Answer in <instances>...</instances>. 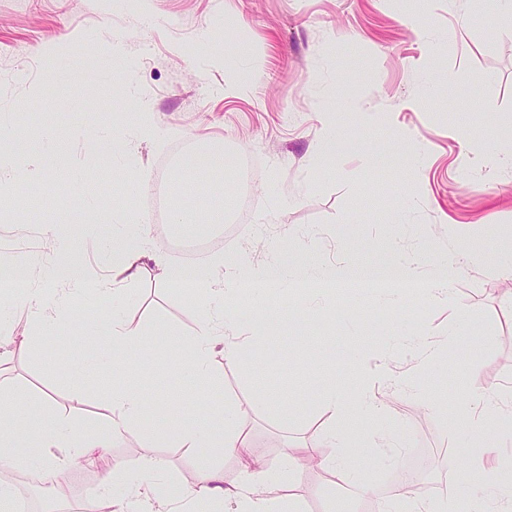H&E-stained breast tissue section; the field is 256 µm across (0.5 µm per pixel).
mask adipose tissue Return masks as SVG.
<instances>
[{
    "mask_svg": "<svg viewBox=\"0 0 512 512\" xmlns=\"http://www.w3.org/2000/svg\"><path fill=\"white\" fill-rule=\"evenodd\" d=\"M47 233L55 240L56 248L43 269V287H31L26 263L0 265V277L15 285L9 304L0 307L1 324L16 309L27 311L41 324L65 320L68 298L84 291L85 281L72 266L69 232L51 226ZM105 249L112 254L114 275L113 280L103 283V292L107 295L116 294L120 282L138 280L153 259L149 235L140 224L125 225L122 232L107 239ZM419 265L420 260L414 254L372 266L349 262L325 265L309 260L287 263L275 249L268 261L258 266L245 256L235 255L217 260L211 266L167 268L160 277L163 287L187 283L207 286L205 296L199 301L203 318L185 346V359L177 366L176 373L183 380L198 384L216 378V360L220 357L245 368L251 367L253 353L275 314L259 308L250 332H242L232 316L242 293H250L259 299L269 290L283 289L305 280L344 283L377 277L390 281L397 292L416 286L415 298L425 305L447 300L461 276L460 264L454 260L445 261L422 282L417 279ZM146 344L143 329L127 322L121 311L115 310L108 317L105 340L94 343L87 351L88 361L111 362L122 376L121 384L112 390L108 424L102 431L86 430L75 417L50 412L45 400L28 395L10 378L1 375L0 467L21 469L31 460L38 459L50 469L58 468L63 461L98 469L101 481L92 497L91 512H180L186 502L205 501L220 505L227 500L234 501L236 512H301L298 500L280 493L279 482L273 479L268 460L251 436L241 429L243 411L237 403L227 400L200 406L190 425L158 421L159 413L179 414L180 405L169 399L159 403L150 400L139 389L137 376L124 366L125 361L143 354ZM446 352V346L435 344L430 336H419L408 354L409 369L399 381L394 380L388 363L363 356L355 370L356 388L327 395L329 409L347 424L348 429L341 433L328 432L323 447L332 448V455H323L322 447L315 446L308 448L307 453L320 466L341 472L351 497L362 496L368 489L366 479L350 465L348 458L351 449L358 445L355 427L358 412H365L374 419L385 418L387 406L376 389L394 385L426 410L438 412L440 402L422 391L418 380ZM499 396V389L489 388L460 399L458 410L449 421L450 427L455 430L481 429L488 415L497 414L493 401ZM136 424L145 426L147 437L172 440L217 459L230 453L244 456L246 467L242 482L225 484L222 469L214 466L197 474L193 482L180 486L131 481L127 483L123 497H114L111 485L116 476L123 473L124 467L113 461L109 449L114 440ZM55 448L61 450V457L52 456L51 451ZM492 451L489 444L475 446L466 468L467 475L475 478L485 490L483 502L466 505L453 495L425 500L407 493L400 499L384 501L381 512H512V482L504 479L500 468L488 464Z\"/></svg>",
    "mask_w": 512,
    "mask_h": 512,
    "instance_id": "adipose-tissue-1",
    "label": "adipose tissue"
}]
</instances>
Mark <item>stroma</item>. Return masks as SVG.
<instances>
[{"label":"stroma","instance_id":"35a3bbf8","mask_svg":"<svg viewBox=\"0 0 512 512\" xmlns=\"http://www.w3.org/2000/svg\"><path fill=\"white\" fill-rule=\"evenodd\" d=\"M135 9L134 0H0V121L19 134L15 179L0 187V260L24 259L31 286L41 287L53 255L45 230L62 225L94 282L101 255L83 236L87 222L99 218L102 235L113 218L146 223L141 195L121 168L91 151L99 127L128 135L142 177L164 174L168 200L196 212L220 199L236 210L240 179L231 166L220 176L179 167L172 154L181 142L253 156L261 170L249 187L253 209L237 236L211 250L214 258L224 252L260 263L276 244L287 260L368 264L424 247L436 263L459 256L474 236L485 260L463 272L454 301L424 306L401 296L377 309L372 283L308 288L316 314L274 328L252 369L220 362L218 381L202 392L174 372L202 311L183 290L157 284L163 269L184 262L157 228L149 230L153 273L128 284L122 312L154 350L140 372L145 394L187 408L236 401L243 429L272 465L285 460L298 473L286 492L303 512H376L378 502L401 496L396 481L414 462L422 496H440L451 471L483 442L500 450L493 465L512 468V430L500 418L478 432H453L389 388L380 392L388 417L363 424L365 440L354 451L369 494L332 504L334 474L304 451L339 426L324 397L353 385L352 360L362 349L380 354L425 331L440 342L461 320L468 334L423 376V388L443 399L512 385V278L498 271L512 250V163L497 150L512 141V11L496 0H151L154 22L142 26ZM413 16L433 28L436 54L412 33ZM145 104L159 137L132 133ZM326 112L339 138L319 165ZM48 130L59 142L45 154L33 141ZM31 187L46 205L26 206ZM406 199L411 211L401 224ZM452 224L460 237H449ZM68 307L72 320L39 336L28 313L16 312L0 332L35 341L0 356V367L54 410L98 425L113 372L81 374V321L109 314L112 300L91 288ZM49 356L60 371L47 367ZM111 454L133 473L142 459L159 460L148 481L176 483L211 466L188 448L151 447L137 428Z\"/></svg>","mask_w":512,"mask_h":512}]
</instances>
